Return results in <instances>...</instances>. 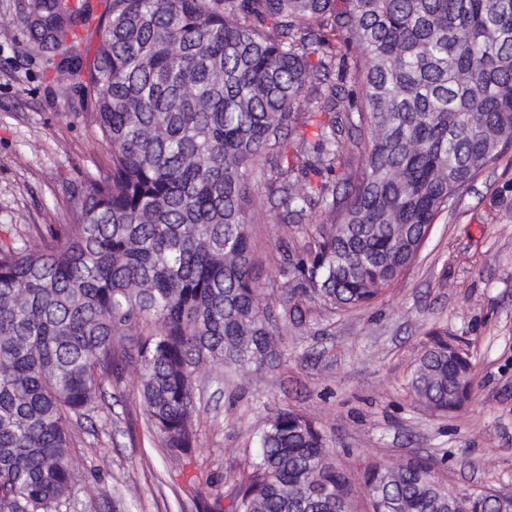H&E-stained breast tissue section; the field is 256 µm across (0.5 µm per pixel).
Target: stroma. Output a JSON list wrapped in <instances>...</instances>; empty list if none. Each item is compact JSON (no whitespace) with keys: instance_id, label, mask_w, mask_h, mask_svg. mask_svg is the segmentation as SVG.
<instances>
[{"instance_id":"35a3bbf8","label":"stroma","mask_w":512,"mask_h":512,"mask_svg":"<svg viewBox=\"0 0 512 512\" xmlns=\"http://www.w3.org/2000/svg\"><path fill=\"white\" fill-rule=\"evenodd\" d=\"M26 0H0V244L33 241L34 225L64 224L71 190L110 152L94 133L77 82L61 60L91 57L108 0H89L64 54L43 52L22 21ZM271 206L250 212L260 294L283 285L291 251L313 231L275 235ZM279 359L239 374L199 373L191 455L169 456L145 427L136 371L106 389L92 424L75 428L67 512H230L267 418L288 409L312 419L352 482L355 512H368L362 474L374 463L423 459L458 493L512 498V147L441 212L414 262L372 304L328 312L275 301ZM446 329L473 365L471 400L444 414L423 407L407 377ZM213 475V484L201 483Z\"/></svg>"}]
</instances>
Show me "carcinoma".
Segmentation results:
<instances>
[{
    "mask_svg": "<svg viewBox=\"0 0 512 512\" xmlns=\"http://www.w3.org/2000/svg\"><path fill=\"white\" fill-rule=\"evenodd\" d=\"M80 8L33 0L32 40L55 52ZM79 82L109 163L73 187L69 223L0 245V512H60L71 497L74 422L96 394L139 372L149 432L179 457L196 442L198 371L243 373L276 355L259 300L248 213L262 173L282 224L319 227L289 260L288 301L330 312L374 301L453 205L512 142V0H109ZM364 70L351 97V50ZM314 108L300 112L301 102ZM335 117L314 139L316 112ZM363 171L343 161L352 113ZM408 389L451 413L472 364L432 330ZM235 512H352L351 481L315 423L281 409L258 437ZM372 512H448L435 464L363 475ZM489 491L465 512H489Z\"/></svg>",
    "mask_w": 512,
    "mask_h": 512,
    "instance_id": "1",
    "label": "carcinoma"
}]
</instances>
